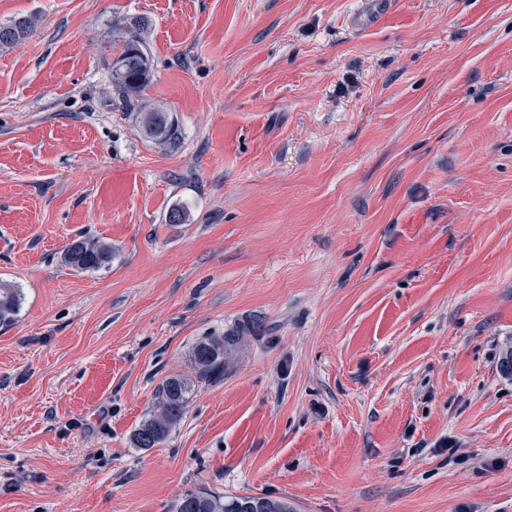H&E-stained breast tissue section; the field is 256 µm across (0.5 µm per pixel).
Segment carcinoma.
Masks as SVG:
<instances>
[{"instance_id": "obj_1", "label": "carcinoma", "mask_w": 512, "mask_h": 512, "mask_svg": "<svg viewBox=\"0 0 512 512\" xmlns=\"http://www.w3.org/2000/svg\"><path fill=\"white\" fill-rule=\"evenodd\" d=\"M32 21L21 19L0 26V47L6 48L25 36ZM112 87L128 101L134 100L146 82L152 58L139 31L128 27L113 40ZM145 136L163 145L178 141L175 122L163 112H148L143 118ZM64 261L71 267L87 271L108 266L112 247L87 239L74 240L65 250ZM21 309L19 289L0 283V325H9ZM243 337L238 333L208 336L191 348L192 372L166 378L155 392L156 407L135 431L134 445L152 448L163 441L170 430L186 414L199 382H212L224 377L227 366L240 348ZM173 512H295L288 500L265 495L238 494L224 496L206 488L186 491L176 502Z\"/></svg>"}]
</instances>
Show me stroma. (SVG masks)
Wrapping results in <instances>:
<instances>
[{
  "label": "stroma",
  "instance_id": "35a3bbf8",
  "mask_svg": "<svg viewBox=\"0 0 512 512\" xmlns=\"http://www.w3.org/2000/svg\"><path fill=\"white\" fill-rule=\"evenodd\" d=\"M23 17L0 50V281L23 296L0 512H170L199 487L512 512V0H0ZM135 23L130 107L110 62ZM78 238L111 264L67 265ZM257 318L135 447L191 346ZM112 50V87L124 99L133 101L138 97L152 67V58L139 29L126 27L122 35L114 39ZM142 129L145 136L163 145L174 146L179 138L175 122L164 112H146Z\"/></svg>",
  "mask_w": 512,
  "mask_h": 512
}]
</instances>
